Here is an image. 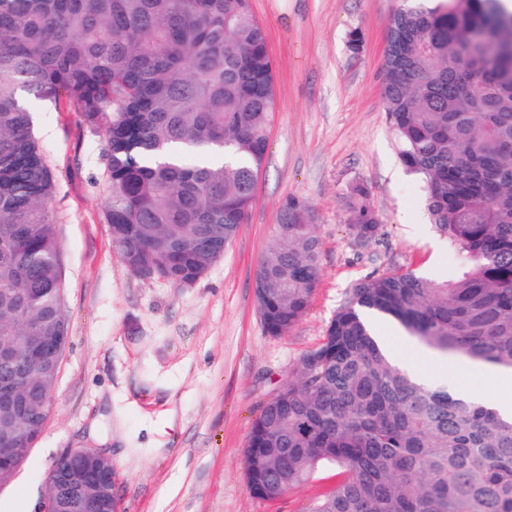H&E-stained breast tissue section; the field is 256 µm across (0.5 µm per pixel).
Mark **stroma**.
Wrapping results in <instances>:
<instances>
[{
	"instance_id": "1",
	"label": "stroma",
	"mask_w": 512,
	"mask_h": 512,
	"mask_svg": "<svg viewBox=\"0 0 512 512\" xmlns=\"http://www.w3.org/2000/svg\"><path fill=\"white\" fill-rule=\"evenodd\" d=\"M402 0H251L275 64L277 109L245 224L194 285L133 274L103 215L105 143L77 114L43 102L35 132L56 181L50 210L61 248L68 343L41 435L0 512H34L46 476L69 448L112 462L115 512H309L333 487L323 468L272 503L244 476L248 435L263 406L324 339L350 288L395 269L444 280L458 263L431 223L420 178L399 159L382 98L387 36ZM359 32V51L349 46ZM369 190L375 240L349 234L347 197ZM308 203L322 243L318 287L284 336L267 335L254 277L281 205ZM407 361L434 387L474 389L465 361Z\"/></svg>"
}]
</instances>
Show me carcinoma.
<instances>
[{
    "label": "carcinoma",
    "instance_id": "obj_1",
    "mask_svg": "<svg viewBox=\"0 0 512 512\" xmlns=\"http://www.w3.org/2000/svg\"><path fill=\"white\" fill-rule=\"evenodd\" d=\"M382 97L432 224L465 257L445 282L411 270L362 280L323 342L254 420L245 476L282 496L326 466L309 512H512V420L435 389L390 360L364 314L394 318L454 359L512 369V15L497 0H405L388 33ZM63 101L105 142L104 215L130 270L180 288L221 257L255 202L275 112L274 66L251 0H0V340L27 323L67 335L55 173L32 99ZM368 243L369 191L349 197ZM310 206L286 200L255 273L267 334L284 336L317 287ZM59 365L24 377L0 435L34 442Z\"/></svg>",
    "mask_w": 512,
    "mask_h": 512
}]
</instances>
